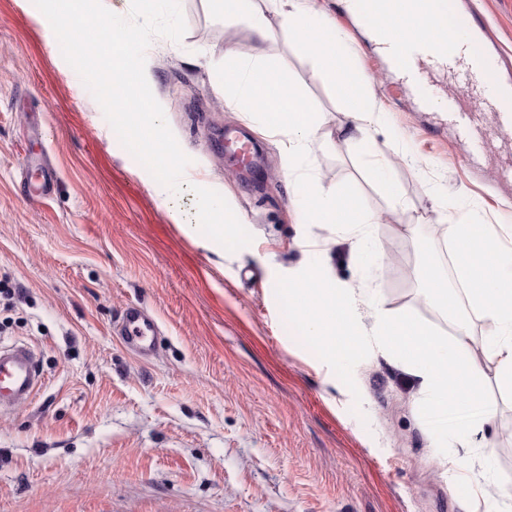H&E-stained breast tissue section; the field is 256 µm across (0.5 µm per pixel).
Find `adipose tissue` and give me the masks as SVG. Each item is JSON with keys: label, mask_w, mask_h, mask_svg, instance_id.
Segmentation results:
<instances>
[{"label": "adipose tissue", "mask_w": 512, "mask_h": 512, "mask_svg": "<svg viewBox=\"0 0 512 512\" xmlns=\"http://www.w3.org/2000/svg\"><path fill=\"white\" fill-rule=\"evenodd\" d=\"M228 22H244L257 43L269 41L285 29L315 61V76L330 84L352 122L344 136L352 142L366 139L375 105L370 92L353 76L348 65L345 33L331 26L316 0H214ZM445 235L457 258V277L467 285L471 306L492 330L484 339L486 362L471 353L472 338L459 330L448 343L408 309L393 310L377 302L373 331L365 333L354 312L357 297L329 280L320 263H310L302 277L288 283L284 296L297 325L313 337L322 350L337 358L359 350L368 338L397 360L420 381L426 405L440 418L449 410L483 402L486 377L512 396V249H502L499 237L488 225L471 223L460 215ZM492 371H485V364Z\"/></svg>", "instance_id": "adipose-tissue-1"}]
</instances>
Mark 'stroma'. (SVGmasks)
<instances>
[{
  "label": "stroma",
  "instance_id": "obj_1",
  "mask_svg": "<svg viewBox=\"0 0 512 512\" xmlns=\"http://www.w3.org/2000/svg\"><path fill=\"white\" fill-rule=\"evenodd\" d=\"M453 2L483 16L500 78L512 83V0ZM180 4L186 32L152 39L146 78L190 159L185 178L206 180L245 217L253 240L233 252L193 228V194L157 191L33 0H0V291H15L0 294V344L34 347L45 377L30 403L0 415V512H462L467 485L512 488V398L496 384L486 387L491 424L470 407L439 420L375 342L326 357L282 295L317 259L355 290L362 326L381 299L452 339L455 324L428 298L418 241L465 210L477 224L512 225V182L497 175L512 141L493 112L463 98L486 128L484 151L469 156L442 110L456 80L425 67L435 97L422 102L345 0H319L350 36L349 64L377 109L368 142L346 141L350 117L288 32L261 47L212 0ZM260 48L325 119L307 153L315 181L328 193L353 183L380 218L369 227L382 248L370 271L354 234L306 222L280 143L214 89L211 65ZM228 130L258 146L256 173L229 169ZM382 156L396 204L363 176ZM40 161L57 173L44 200L21 181ZM130 305L160 328L146 361L112 331ZM433 428L447 447H429ZM459 454L462 480L438 464Z\"/></svg>",
  "mask_w": 512,
  "mask_h": 512
}]
</instances>
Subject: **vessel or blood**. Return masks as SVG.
Segmentation results:
<instances>
[{
  "label": "vessel or blood",
  "mask_w": 512,
  "mask_h": 512,
  "mask_svg": "<svg viewBox=\"0 0 512 512\" xmlns=\"http://www.w3.org/2000/svg\"><path fill=\"white\" fill-rule=\"evenodd\" d=\"M360 16L371 19L388 15L382 31L384 46L394 65L405 76H415L423 63L455 71L461 88H468L470 75H478L485 91L497 100L499 126L504 135L512 134V106L502 103L498 69L492 55L481 46L485 33L481 19L449 8L447 0H353ZM431 13L450 18L448 33L423 32L419 21ZM446 110L460 120L469 152L484 147L478 113L462 111L459 98H449ZM159 333L156 319L138 306H128L122 315L121 340L139 358L152 357ZM42 376L37 354L26 344L0 345V413L28 403Z\"/></svg>",
  "instance_id": "b4317fda"
}]
</instances>
